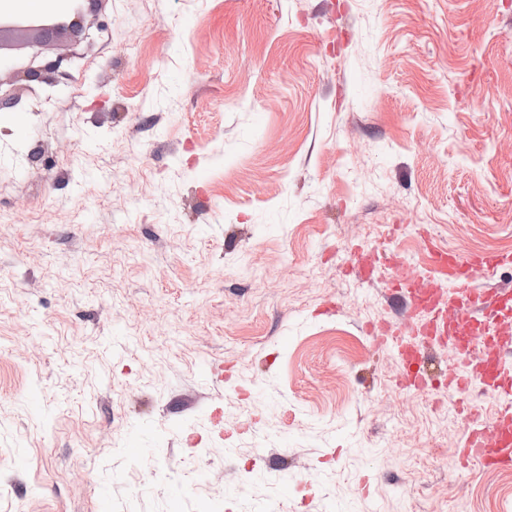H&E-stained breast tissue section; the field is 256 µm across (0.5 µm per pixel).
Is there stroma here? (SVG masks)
<instances>
[{
	"instance_id": "stroma-1",
	"label": "stroma",
	"mask_w": 512,
	"mask_h": 512,
	"mask_svg": "<svg viewBox=\"0 0 512 512\" xmlns=\"http://www.w3.org/2000/svg\"><path fill=\"white\" fill-rule=\"evenodd\" d=\"M77 8L0 29V512H512L377 341L512 252V0Z\"/></svg>"
}]
</instances>
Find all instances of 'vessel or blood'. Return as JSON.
Here are the masks:
<instances>
[{"label":"vessel or blood","mask_w":512,"mask_h":512,"mask_svg":"<svg viewBox=\"0 0 512 512\" xmlns=\"http://www.w3.org/2000/svg\"><path fill=\"white\" fill-rule=\"evenodd\" d=\"M440 256L454 270L450 279L457 304L444 313H436L437 289L429 288L412 297L416 308L433 310L431 322L425 323L427 335H447L448 344L461 354H482L481 364L448 375V386L465 393L474 383L496 395L499 407L494 414L473 416L469 427L454 444V451L464 467L512 468V363L505 358L512 351V337L499 335V327L512 326V291L482 292L476 288L478 277L492 274L499 266L511 263L512 254L487 251L461 254L441 251ZM388 344L397 348L404 363L420 360L421 348L412 337L393 331Z\"/></svg>","instance_id":"vessel-or-blood-1"}]
</instances>
